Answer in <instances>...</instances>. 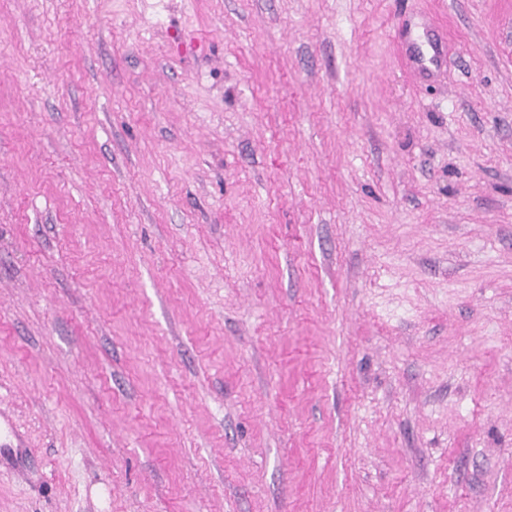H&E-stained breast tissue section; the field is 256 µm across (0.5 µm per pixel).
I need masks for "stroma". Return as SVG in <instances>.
<instances>
[{
  "mask_svg": "<svg viewBox=\"0 0 512 512\" xmlns=\"http://www.w3.org/2000/svg\"><path fill=\"white\" fill-rule=\"evenodd\" d=\"M1 411L0 512H512V0H0Z\"/></svg>",
  "mask_w": 512,
  "mask_h": 512,
  "instance_id": "obj_1",
  "label": "stroma"
}]
</instances>
